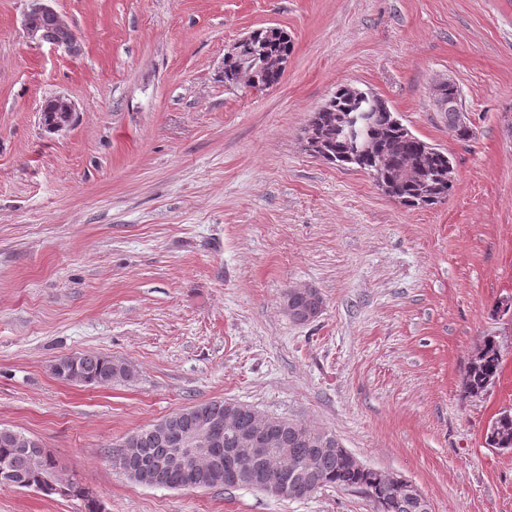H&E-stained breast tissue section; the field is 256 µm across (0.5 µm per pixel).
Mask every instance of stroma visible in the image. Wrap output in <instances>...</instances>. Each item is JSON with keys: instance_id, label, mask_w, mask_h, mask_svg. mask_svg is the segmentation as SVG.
<instances>
[{"instance_id": "35a3bbf8", "label": "stroma", "mask_w": 512, "mask_h": 512, "mask_svg": "<svg viewBox=\"0 0 512 512\" xmlns=\"http://www.w3.org/2000/svg\"><path fill=\"white\" fill-rule=\"evenodd\" d=\"M84 52L27 42L0 0V427L37 439L102 512H379L357 490L302 500L251 487H149L112 453L213 399L330 431L366 467L411 481L431 512H512V0H56ZM293 44L282 82H224L258 27ZM454 82L458 141L431 89ZM350 83L453 157L454 189L409 209L368 173L304 149L312 112ZM58 96L65 130L43 128ZM323 298L313 321L292 287ZM495 385L464 395L485 339ZM99 352L133 382L57 379ZM0 512H83L0 487ZM486 443L500 450H512V412L503 411L491 422Z\"/></svg>"}]
</instances>
